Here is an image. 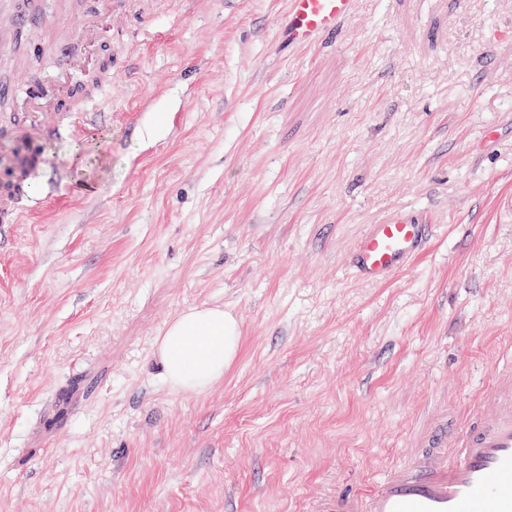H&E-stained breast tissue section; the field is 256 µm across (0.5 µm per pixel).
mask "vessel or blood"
Returning a JSON list of instances; mask_svg holds the SVG:
<instances>
[{"mask_svg":"<svg viewBox=\"0 0 512 512\" xmlns=\"http://www.w3.org/2000/svg\"><path fill=\"white\" fill-rule=\"evenodd\" d=\"M129 0H88L81 39L95 35L91 21L124 15ZM356 0H288L278 42L312 46L333 37L355 10ZM12 0H0V47L10 48L32 29ZM26 122L52 138L80 137L86 111L61 98L29 93ZM429 227L410 212L388 214L368 225L350 254L354 275L381 283L410 266L428 247ZM311 512H512V371L499 375L472 405L465 420L430 424L418 452L385 467L368 487H331Z\"/></svg>","mask_w":512,"mask_h":512,"instance_id":"1","label":"vessel or blood"}]
</instances>
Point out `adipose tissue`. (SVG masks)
<instances>
[{
    "mask_svg": "<svg viewBox=\"0 0 512 512\" xmlns=\"http://www.w3.org/2000/svg\"><path fill=\"white\" fill-rule=\"evenodd\" d=\"M239 340V323L223 307L201 305L184 311L167 325L157 343L166 387L209 390L235 359Z\"/></svg>",
    "mask_w": 512,
    "mask_h": 512,
    "instance_id": "1",
    "label": "adipose tissue"
}]
</instances>
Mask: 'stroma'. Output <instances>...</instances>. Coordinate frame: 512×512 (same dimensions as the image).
Returning <instances> with one entry per match:
<instances>
[{
  "instance_id": "1",
  "label": "stroma",
  "mask_w": 512,
  "mask_h": 512,
  "mask_svg": "<svg viewBox=\"0 0 512 512\" xmlns=\"http://www.w3.org/2000/svg\"><path fill=\"white\" fill-rule=\"evenodd\" d=\"M286 0H130L62 71L44 0L28 85L111 68L130 125L18 124L0 162L46 208L0 236V512H307L370 485L494 383L512 346V0H358L334 42L281 49ZM418 210L427 251L385 283L347 258ZM239 322L202 394L160 381L183 311Z\"/></svg>"
}]
</instances>
